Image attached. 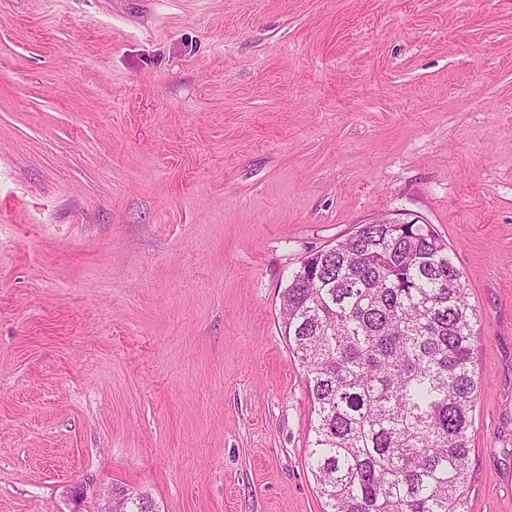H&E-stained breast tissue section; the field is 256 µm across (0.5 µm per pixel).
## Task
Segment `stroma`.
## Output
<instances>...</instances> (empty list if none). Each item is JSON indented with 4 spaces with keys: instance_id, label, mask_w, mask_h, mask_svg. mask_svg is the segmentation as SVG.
<instances>
[{
    "instance_id": "1",
    "label": "stroma",
    "mask_w": 512,
    "mask_h": 512,
    "mask_svg": "<svg viewBox=\"0 0 512 512\" xmlns=\"http://www.w3.org/2000/svg\"><path fill=\"white\" fill-rule=\"evenodd\" d=\"M381 214L468 277L512 512V0H0V512H321L281 293ZM112 489H115L112 491ZM108 491L101 512H112V498L117 501L116 512H156L155 504L148 496L129 491L124 486H115ZM132 497H128L130 494Z\"/></svg>"
}]
</instances>
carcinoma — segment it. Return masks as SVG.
Segmentation results:
<instances>
[{
	"label": "carcinoma",
	"instance_id": "1",
	"mask_svg": "<svg viewBox=\"0 0 512 512\" xmlns=\"http://www.w3.org/2000/svg\"><path fill=\"white\" fill-rule=\"evenodd\" d=\"M428 224H361L300 262L279 325L317 424L323 512H466L481 317ZM117 512H156L115 487Z\"/></svg>",
	"mask_w": 512,
	"mask_h": 512
}]
</instances>
